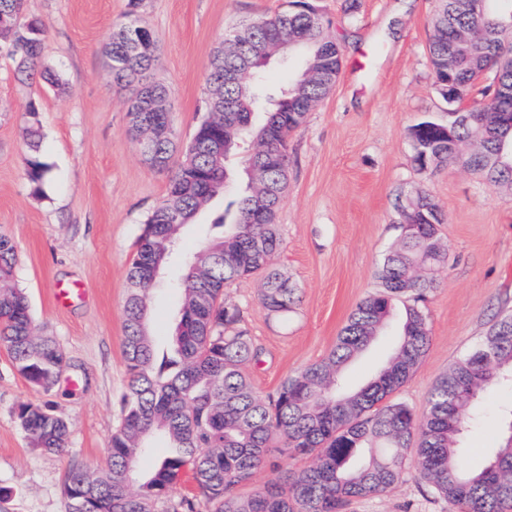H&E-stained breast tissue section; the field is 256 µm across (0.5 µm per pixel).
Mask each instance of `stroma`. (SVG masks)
<instances>
[{
    "instance_id": "1",
    "label": "stroma",
    "mask_w": 512,
    "mask_h": 512,
    "mask_svg": "<svg viewBox=\"0 0 512 512\" xmlns=\"http://www.w3.org/2000/svg\"><path fill=\"white\" fill-rule=\"evenodd\" d=\"M328 35L344 47L338 80L289 138L288 189L277 215L282 247L273 264L298 290L288 317L267 315L262 282L229 284L226 301L261 350L247 375L263 398L325 357L353 309L378 286L376 272L396 241L394 208L402 190L421 187L444 215L439 234L447 260L427 293L430 345L400 401L424 412L449 367L474 349L489 327L512 313V190L496 189L448 162L419 170L410 128L448 118L429 58L437 0H316ZM286 0H25L47 24L42 63L68 80L59 91L21 80L0 50V232L18 244L13 284L28 296L39 334L53 337L67 365L49 393L33 389L0 348V512H66L63 484L74 464L104 465L119 423L128 375L123 357L126 274L151 212L164 199L170 171L146 165L127 132L128 87L112 79L107 46L117 26L137 19L157 46L154 72L171 103L179 144L190 142L202 115L209 59L240 23L284 9ZM40 105L41 159L49 174L30 183L23 113ZM251 144L226 168L232 191L216 196L178 240L182 257L208 238L247 182ZM180 270L169 265L151 296V332L167 345L179 319ZM75 284L79 299L58 306L55 289ZM382 335L346 369L350 385L370 380L394 349ZM484 421L461 441L458 455L476 469L501 443L499 414L512 388L479 398ZM46 403L70 426L65 455H47L15 422L17 405ZM342 512H448L415 474L379 494L349 501Z\"/></svg>"
}]
</instances>
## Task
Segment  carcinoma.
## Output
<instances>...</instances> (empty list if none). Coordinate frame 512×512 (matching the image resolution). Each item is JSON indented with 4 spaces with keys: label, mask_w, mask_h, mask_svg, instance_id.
I'll return each mask as SVG.
<instances>
[{
    "label": "carcinoma",
    "mask_w": 512,
    "mask_h": 512,
    "mask_svg": "<svg viewBox=\"0 0 512 512\" xmlns=\"http://www.w3.org/2000/svg\"><path fill=\"white\" fill-rule=\"evenodd\" d=\"M245 36L228 53L219 47L207 71V115L197 125L181 162L172 170L165 199L148 217L136 256L127 271L123 341L130 375L119 424L112 434L104 467L75 464L67 472L64 495L68 512H340L349 500L366 498L402 481L405 458L415 449L419 474L448 506L459 512H502L512 504V407L503 412L505 445L483 468L461 467L458 443L479 420L477 403L489 387L512 383V315L500 318L481 343L457 361L432 388L423 415L393 395L407 383L427 353L430 336L420 306L434 288L435 274L447 252L438 242L440 209L425 193L405 203L396 199L401 223L420 211L432 224H412L400 232L377 270L378 288L361 301L341 329L336 344L323 359L286 377L275 395L264 400L246 374L258 360L252 336L241 326V310L224 301V288L252 276L263 281L262 308L286 317L298 302L297 289L273 267L281 246L278 224H253L254 184H272L288 174V135L306 121L312 104L336 82L342 46L329 38L307 3L259 15L242 24ZM46 25L24 14L23 0H0V48L16 64L17 74L40 75L53 87L59 75L41 68ZM512 0H487L484 10L475 0H444L433 19L430 62L443 97L453 104L466 100L479 73H492L482 98L464 110L453 109L448 120L426 118L411 127L414 161L426 170L447 161L448 141L477 144L479 156L469 170L496 187L512 189V166L497 162L501 145H512V122L488 105L498 85L512 89ZM277 39L291 43L301 67L317 61L325 78L301 79V71L271 85L266 80L226 83L213 95L218 74L244 62L264 73V50ZM133 34L126 25L112 32L107 47L112 78L131 88L127 111L153 112L154 100L167 94L151 80L156 46L151 32L129 52ZM227 106L239 122L217 116ZM24 120L31 153L28 176L35 185L48 172L40 156L38 103L26 104ZM224 139L230 155L248 138L260 139L240 196L235 222L214 224L220 232L181 263L180 316L170 342L171 355L158 356L149 329L148 299L152 287H135L145 280L144 267L173 260L181 230L215 196L224 192L227 171L211 151V141ZM179 213L181 224L165 223ZM17 262L14 240L0 234V347L7 349L18 373L34 388L53 389L66 356L51 336L35 333L27 297L10 285ZM409 297L404 306L395 351L367 383L350 388L343 371L384 330L392 302ZM16 423L43 452L67 451V422L47 404L26 403L16 411ZM157 437L165 451L154 466L136 470L138 459L150 452ZM309 460L299 471L278 476L241 496L237 488L252 481L265 467L269 449ZM191 474L189 494L174 499L171 492Z\"/></svg>",
    "instance_id": "cac0c4a2"
}]
</instances>
